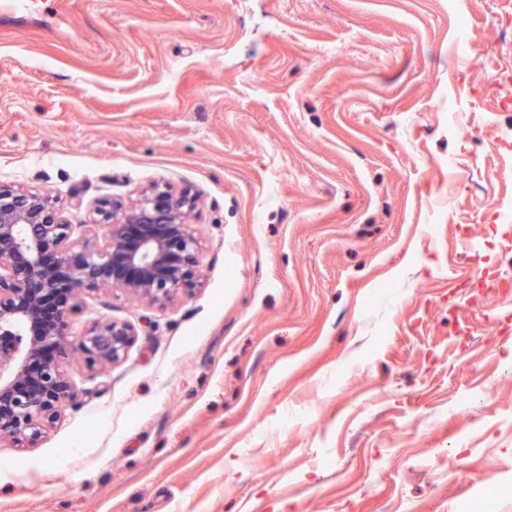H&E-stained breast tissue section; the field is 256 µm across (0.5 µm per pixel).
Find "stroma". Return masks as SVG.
Returning <instances> with one entry per match:
<instances>
[{
  "mask_svg": "<svg viewBox=\"0 0 512 512\" xmlns=\"http://www.w3.org/2000/svg\"><path fill=\"white\" fill-rule=\"evenodd\" d=\"M508 127L503 0H0V185L187 189L201 244L168 306L87 292L138 336L0 440V512H512Z\"/></svg>",
  "mask_w": 512,
  "mask_h": 512,
  "instance_id": "1",
  "label": "stroma"
}]
</instances>
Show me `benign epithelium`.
<instances>
[{
  "label": "benign epithelium",
  "instance_id": "1",
  "mask_svg": "<svg viewBox=\"0 0 512 512\" xmlns=\"http://www.w3.org/2000/svg\"><path fill=\"white\" fill-rule=\"evenodd\" d=\"M194 199L153 185L128 203L104 201L88 224H71L52 201L0 187V437L36 438L73 398L61 359L80 351L90 366L119 362L137 336L107 320L76 336L69 318L99 284L149 305L175 300L191 280L200 242L188 224Z\"/></svg>",
  "mask_w": 512,
  "mask_h": 512
}]
</instances>
